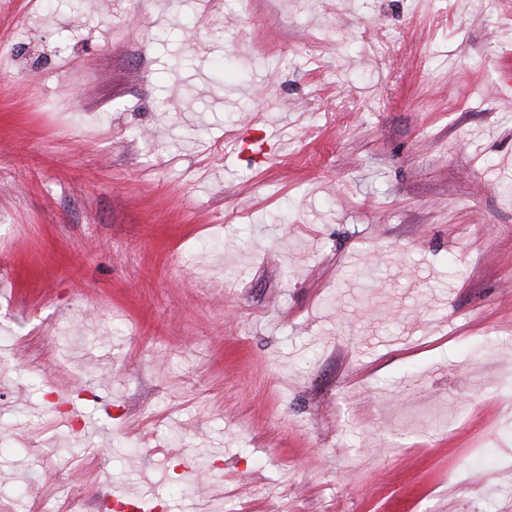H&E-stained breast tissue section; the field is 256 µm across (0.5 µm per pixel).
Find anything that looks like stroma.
I'll list each match as a JSON object with an SVG mask.
<instances>
[{
	"label": "stroma",
	"instance_id": "stroma-1",
	"mask_svg": "<svg viewBox=\"0 0 512 512\" xmlns=\"http://www.w3.org/2000/svg\"><path fill=\"white\" fill-rule=\"evenodd\" d=\"M64 485L512 512V0H0V512Z\"/></svg>",
	"mask_w": 512,
	"mask_h": 512
}]
</instances>
